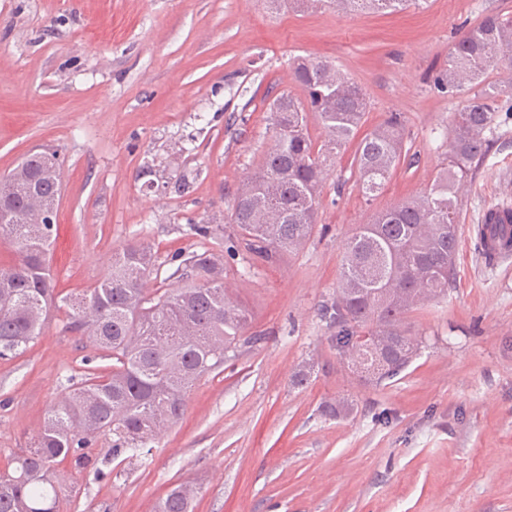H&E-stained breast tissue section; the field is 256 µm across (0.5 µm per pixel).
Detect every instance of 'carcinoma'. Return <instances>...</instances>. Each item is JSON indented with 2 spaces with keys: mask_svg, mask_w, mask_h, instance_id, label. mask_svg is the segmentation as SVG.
I'll return each instance as SVG.
<instances>
[{
  "mask_svg": "<svg viewBox=\"0 0 512 512\" xmlns=\"http://www.w3.org/2000/svg\"><path fill=\"white\" fill-rule=\"evenodd\" d=\"M409 0H289L298 8L394 11ZM512 68V16L485 15L455 43L434 79L450 96L477 90L455 112L448 164L423 192L355 227L346 242L336 296L321 317L336 327L339 356L365 338L388 337L386 371L376 384L400 374L422 348L405 320L426 300L443 298L458 248V185L488 152L505 85L488 82L494 70ZM295 82L303 96L283 93L270 104L271 143L257 171L246 178L226 216L237 228L225 253L208 249L183 259L179 288L153 292L145 281L159 272L151 247L128 245L112 254L111 269L93 286L61 295L49 264L52 219L61 195L56 154L28 155L0 182V236L17 259L0 268V358L17 355L43 335L51 310L65 328L87 336L112 365L89 368L63 403L43 422L29 447L0 472V512H60L65 492L58 465H97L96 437L112 435V457L139 461L160 429L184 413L186 398L205 375L224 367L248 323L246 308L224 286V258L244 251L273 262L298 252L313 234L323 183L336 157L354 140L367 110L362 87L327 61L299 58ZM323 137H312L307 114ZM402 120L390 117L355 146L358 186L370 199L384 188L403 156ZM40 196L50 217L34 212ZM195 488L173 485L155 512H193Z\"/></svg>",
  "mask_w": 512,
  "mask_h": 512,
  "instance_id": "cac0c4a2",
  "label": "carcinoma"
}]
</instances>
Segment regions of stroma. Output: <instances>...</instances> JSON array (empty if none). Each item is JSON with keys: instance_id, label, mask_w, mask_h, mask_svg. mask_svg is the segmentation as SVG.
<instances>
[{"instance_id": "1", "label": "stroma", "mask_w": 512, "mask_h": 512, "mask_svg": "<svg viewBox=\"0 0 512 512\" xmlns=\"http://www.w3.org/2000/svg\"><path fill=\"white\" fill-rule=\"evenodd\" d=\"M490 12L512 15V0H427L388 14L268 0H0V174L56 152L50 265L63 292L103 278L129 243L162 263L148 288H176L172 256L212 246L191 225L234 235L225 216L269 146L270 103L300 92L297 58L328 60L362 87L361 132L404 120L407 156L377 197L362 196L345 151L300 251L229 263L225 282L259 343L239 344L223 372L201 378L147 463H121L107 480L72 474L68 512H153L182 481L196 488L193 512H512V266H492L477 239L487 206H512V91L486 158L459 188L448 295L406 319L424 339L420 355L394 379L364 383L320 315L355 225L446 165L461 99L433 78ZM64 321L52 313L35 344L0 360V469L61 404L69 377L109 363ZM336 399L350 415L323 416Z\"/></svg>"}]
</instances>
